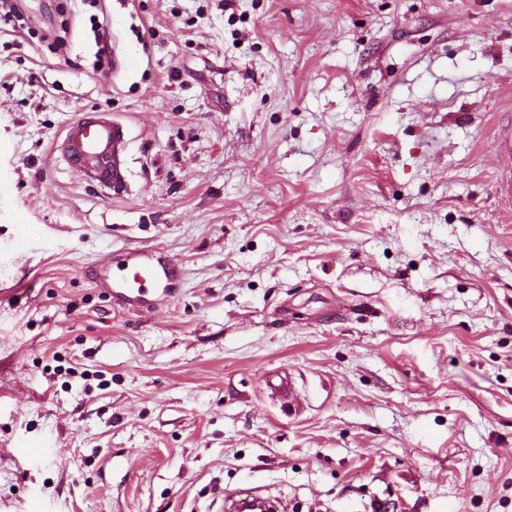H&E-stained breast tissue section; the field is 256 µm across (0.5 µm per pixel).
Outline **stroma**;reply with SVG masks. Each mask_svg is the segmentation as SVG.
I'll list each match as a JSON object with an SVG mask.
<instances>
[{
    "label": "stroma",
    "instance_id": "35a3bbf8",
    "mask_svg": "<svg viewBox=\"0 0 512 512\" xmlns=\"http://www.w3.org/2000/svg\"><path fill=\"white\" fill-rule=\"evenodd\" d=\"M25 5L0 512H512V0ZM82 111L129 129L122 195L53 150ZM139 249L184 270L146 314L91 278Z\"/></svg>",
    "mask_w": 512,
    "mask_h": 512
}]
</instances>
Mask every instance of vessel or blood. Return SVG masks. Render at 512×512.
Masks as SVG:
<instances>
[{
	"mask_svg": "<svg viewBox=\"0 0 512 512\" xmlns=\"http://www.w3.org/2000/svg\"><path fill=\"white\" fill-rule=\"evenodd\" d=\"M125 126L105 112L81 113L71 122L55 149L85 182L120 195L125 190ZM183 279L181 265L163 262L140 250L107 258L93 280L114 304L139 312L154 309L158 300L173 297Z\"/></svg>",
	"mask_w": 512,
	"mask_h": 512,
	"instance_id": "vessel-or-blood-1",
	"label": "vessel or blood"
}]
</instances>
